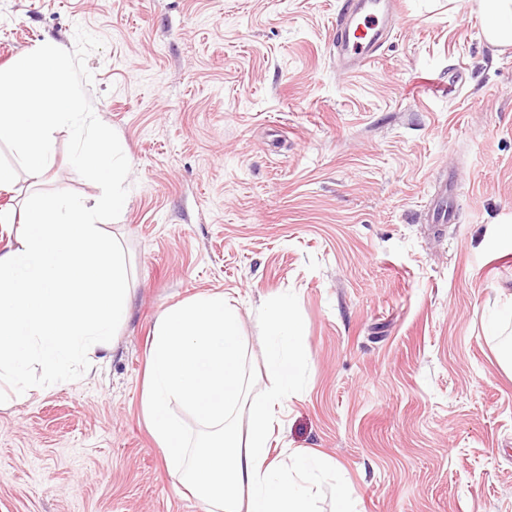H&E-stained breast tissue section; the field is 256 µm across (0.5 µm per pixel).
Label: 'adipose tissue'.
Instances as JSON below:
<instances>
[{"instance_id": "1", "label": "adipose tissue", "mask_w": 512, "mask_h": 512, "mask_svg": "<svg viewBox=\"0 0 512 512\" xmlns=\"http://www.w3.org/2000/svg\"><path fill=\"white\" fill-rule=\"evenodd\" d=\"M477 9L488 20V41L512 46V0H477ZM264 323L270 385L248 401L239 315L223 294H201L169 306L155 322L142 410L171 475L206 504L207 512H319L322 477L333 467L320 455L271 450L281 424L278 409L294 386V341L303 326L286 302L269 309ZM173 401L195 415L199 443H191L184 423L169 413ZM243 403L249 414L244 433L235 423Z\"/></svg>"}]
</instances>
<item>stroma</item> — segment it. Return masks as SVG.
<instances>
[{
  "label": "stroma",
  "instance_id": "obj_1",
  "mask_svg": "<svg viewBox=\"0 0 512 512\" xmlns=\"http://www.w3.org/2000/svg\"><path fill=\"white\" fill-rule=\"evenodd\" d=\"M360 71L336 66L340 0H0V66L75 29L104 42L87 93L125 147L104 229L132 300L110 356L0 410V512H203L142 413L166 307L221 292L264 392L265 307L306 328L275 448L330 457L357 512H512V51L472 0H399ZM462 65L458 80L450 65ZM18 195L97 184L57 129ZM458 218L436 224L448 183Z\"/></svg>",
  "mask_w": 512,
  "mask_h": 512
}]
</instances>
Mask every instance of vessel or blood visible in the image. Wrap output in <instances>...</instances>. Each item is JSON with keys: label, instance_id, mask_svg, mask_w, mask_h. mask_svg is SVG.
I'll return each mask as SVG.
<instances>
[{"label": "vessel or blood", "instance_id": "vessel-or-blood-1", "mask_svg": "<svg viewBox=\"0 0 512 512\" xmlns=\"http://www.w3.org/2000/svg\"><path fill=\"white\" fill-rule=\"evenodd\" d=\"M398 16V0H341L333 32L340 69L356 71L375 58Z\"/></svg>", "mask_w": 512, "mask_h": 512}]
</instances>
